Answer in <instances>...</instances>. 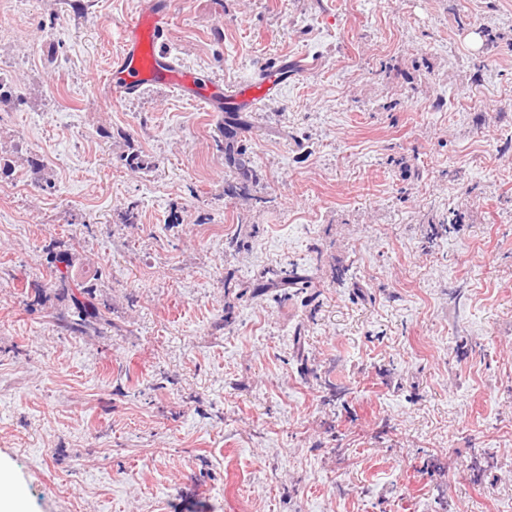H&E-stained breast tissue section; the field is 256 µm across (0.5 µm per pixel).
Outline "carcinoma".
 I'll return each instance as SVG.
<instances>
[{"label":"carcinoma","instance_id":"carcinoma-1","mask_svg":"<svg viewBox=\"0 0 512 512\" xmlns=\"http://www.w3.org/2000/svg\"><path fill=\"white\" fill-rule=\"evenodd\" d=\"M253 115L250 112H226L224 122L219 127L220 137L224 138V165L229 175L224 179V196L227 198H250L254 188L260 182V173L243 144L244 134L252 129ZM50 264L54 284L62 296L69 301L70 318L67 326L79 333L102 330L112 325L107 313L109 304L97 299L96 287L87 281L71 285L70 268L73 266L72 253L69 250L50 252ZM309 278L296 268L272 271L264 280L258 282L255 291L264 294L270 290L303 288Z\"/></svg>","mask_w":512,"mask_h":512}]
</instances>
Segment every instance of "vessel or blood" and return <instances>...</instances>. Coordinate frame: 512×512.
I'll return each instance as SVG.
<instances>
[{
	"label": "vessel or blood",
	"mask_w": 512,
	"mask_h": 512,
	"mask_svg": "<svg viewBox=\"0 0 512 512\" xmlns=\"http://www.w3.org/2000/svg\"><path fill=\"white\" fill-rule=\"evenodd\" d=\"M172 22L171 0H142L122 28V50L112 60L111 76L102 86L110 99L127 98L148 86H173L194 103L213 106L191 68L178 65L161 45ZM294 69L288 60L263 67L224 95L227 106L246 110L258 101L277 97Z\"/></svg>",
	"instance_id": "vessel-or-blood-1"
}]
</instances>
